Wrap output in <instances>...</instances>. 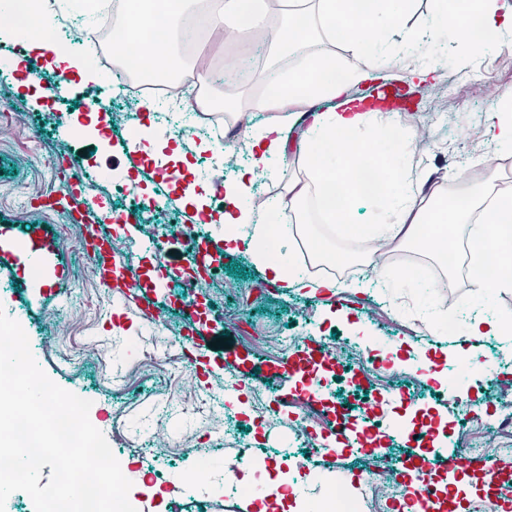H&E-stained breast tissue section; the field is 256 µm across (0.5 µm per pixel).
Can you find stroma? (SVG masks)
<instances>
[{"label":"stroma","mask_w":512,"mask_h":512,"mask_svg":"<svg viewBox=\"0 0 512 512\" xmlns=\"http://www.w3.org/2000/svg\"><path fill=\"white\" fill-rule=\"evenodd\" d=\"M82 57L98 83L74 80L56 98L44 96L58 67L40 55V67L21 55L17 38L0 36V309L24 327L46 374L72 393H91V423L120 452L124 475L138 495L137 512H324L339 492L364 498L361 512H394L388 498L399 467L424 459L406 477L407 493L448 478L446 458L496 460L512 473V334L471 336V324L512 316V288L482 299L468 274L467 239H453L455 268L406 245L389 254L384 270L370 265L371 246L344 240L326 224L312 230L350 256L347 264L309 270L369 290L284 288L266 279L254 256L224 250V183L250 180L254 195L275 205L289 181L305 178L291 158L267 160L251 179V162L231 153L223 167L205 162L206 140L195 121L183 136L133 144L135 125H156L124 97L108 111L88 108L116 83L91 48ZM442 76L421 87L401 125L408 133L401 156L435 173L447 186L452 171L512 150L492 149L484 136L501 93L512 92V54L496 46L458 61L455 46L436 50ZM201 91L212 118L235 144L245 125H260L265 75L255 65L247 81L222 80L225 52L217 50ZM96 198L99 216L123 260L110 279L93 270L82 227L51 201L61 191ZM159 201L153 211L149 202ZM48 244L35 266L12 247ZM209 255L207 276L194 274L197 253ZM431 267L441 285L406 286V268ZM138 288L128 289V279ZM455 320L452 333L435 329ZM298 338L305 356L284 353L283 337ZM226 347H218L216 339ZM472 350L474 368L458 373L457 354ZM379 403L367 416V404ZM423 416L432 434L414 440L403 422ZM372 429L375 450L347 449L343 438ZM276 472L305 464L310 474L282 501L247 489L231 466L242 444ZM195 484H187V477ZM461 512H512V487L487 483L477 467L460 475Z\"/></svg>","instance_id":"35a3bbf8"}]
</instances>
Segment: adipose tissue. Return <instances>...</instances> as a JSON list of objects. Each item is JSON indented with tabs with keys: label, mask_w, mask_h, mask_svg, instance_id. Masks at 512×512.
I'll use <instances>...</instances> for the list:
<instances>
[{
	"label": "adipose tissue",
	"mask_w": 512,
	"mask_h": 512,
	"mask_svg": "<svg viewBox=\"0 0 512 512\" xmlns=\"http://www.w3.org/2000/svg\"><path fill=\"white\" fill-rule=\"evenodd\" d=\"M437 2L421 37L401 25L410 0H207L203 16L223 23L228 41L241 31H254L266 39L275 57L303 46L317 29L330 37H345L351 63L314 54L302 70L279 71L267 81L272 116L247 143L253 152L252 175L262 174L266 155L286 152L292 128L306 123L294 160L307 177L289 182V203L315 196L326 223L336 225L340 236L373 243L375 254L385 255L396 244L412 245L443 260L448 257L450 230L478 214L480 231L469 240V269L479 294L488 296L512 288V195L489 198L471 193L464 207L427 206L431 173L395 165L385 132L371 138L361 134L368 120H384L387 128L396 122L395 116H383L381 110L365 109L366 95L354 91L369 81L398 77L392 63L371 62L392 40L419 37L429 46L450 40L465 56L512 40V18L500 15L498 0H465L477 21L473 31L454 26L448 0ZM127 14L145 21L153 33L121 31L114 40L120 59L143 73L167 77L176 37L171 20L156 19L145 5L128 7ZM371 160L379 186L369 191L361 184V173ZM246 191L241 182L224 187V196L234 207L224 215L226 251L251 252L268 278L289 288H340L336 279L315 281L301 273L281 241L290 234L298 236L318 259L334 266L344 264L346 255L329 249L305 225L283 223L268 206L245 203ZM359 204L364 207L360 219L355 216Z\"/></svg>",
	"instance_id": "obj_1"
}]
</instances>
